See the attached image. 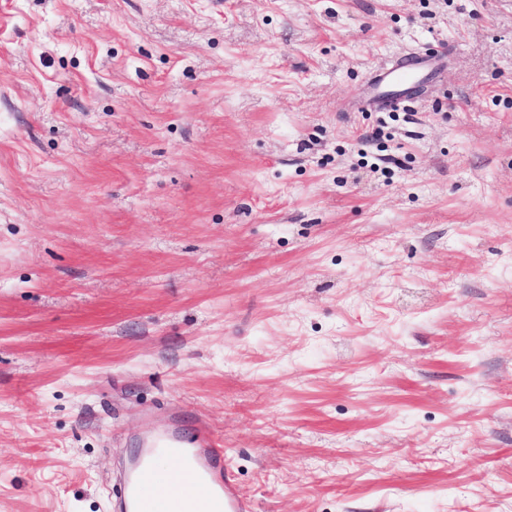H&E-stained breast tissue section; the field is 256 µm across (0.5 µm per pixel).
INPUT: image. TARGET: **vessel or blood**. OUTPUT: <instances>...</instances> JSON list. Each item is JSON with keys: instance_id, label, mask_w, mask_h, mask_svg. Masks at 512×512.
Returning a JSON list of instances; mask_svg holds the SVG:
<instances>
[{"instance_id": "vessel-or-blood-1", "label": "vessel or blood", "mask_w": 512, "mask_h": 512, "mask_svg": "<svg viewBox=\"0 0 512 512\" xmlns=\"http://www.w3.org/2000/svg\"><path fill=\"white\" fill-rule=\"evenodd\" d=\"M422 58L413 52L392 66L373 71L371 94L365 105L384 110L399 106L405 88L416 78ZM173 457L186 474L184 482L166 492L162 459ZM198 507L199 512H251L237 491L232 470L224 461V448L214 438L185 442L170 427L147 438L137 460L127 471L123 487L113 501L114 512H169L173 499Z\"/></svg>"}]
</instances>
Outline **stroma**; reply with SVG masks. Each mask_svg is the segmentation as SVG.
<instances>
[{
  "mask_svg": "<svg viewBox=\"0 0 512 512\" xmlns=\"http://www.w3.org/2000/svg\"><path fill=\"white\" fill-rule=\"evenodd\" d=\"M151 420L254 512H512V0H0V512ZM425 64L432 66L416 53L408 52L392 66L374 70L370 84L372 94L365 101L366 107L384 110L399 106L404 99L403 91L415 80L418 70Z\"/></svg>",
  "mask_w": 512,
  "mask_h": 512,
  "instance_id": "obj_1",
  "label": "stroma"
}]
</instances>
